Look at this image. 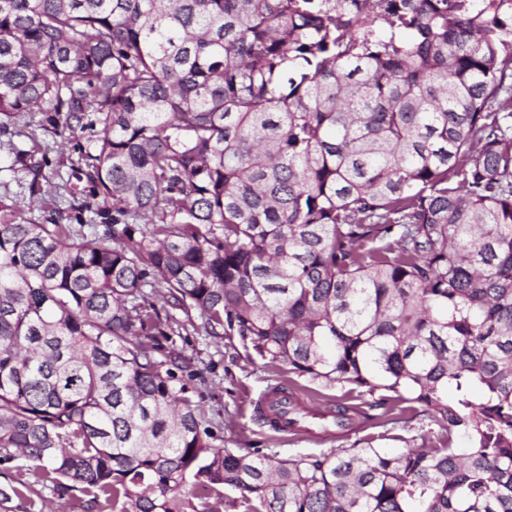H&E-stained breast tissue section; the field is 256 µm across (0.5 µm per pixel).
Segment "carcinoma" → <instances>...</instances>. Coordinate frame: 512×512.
Here are the masks:
<instances>
[{
  "label": "carcinoma",
  "mask_w": 512,
  "mask_h": 512,
  "mask_svg": "<svg viewBox=\"0 0 512 512\" xmlns=\"http://www.w3.org/2000/svg\"><path fill=\"white\" fill-rule=\"evenodd\" d=\"M25 112L96 131L95 222L0 220L1 469L84 512H512V0H0V129ZM154 295L393 393L294 425L440 447L215 445Z\"/></svg>",
  "instance_id": "cac0c4a2"
}]
</instances>
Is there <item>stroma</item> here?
Masks as SVG:
<instances>
[{"mask_svg": "<svg viewBox=\"0 0 512 512\" xmlns=\"http://www.w3.org/2000/svg\"><path fill=\"white\" fill-rule=\"evenodd\" d=\"M42 113L17 115L0 131V217L37 224L68 216L72 204L86 194L84 184L71 179L72 168L82 163L77 145L62 146L61 138L44 130ZM51 184L56 203L44 207L30 195L32 180ZM198 317L176 313L173 342L193 375V397L207 427L225 447L280 458L320 455L333 448H434L440 426L426 417L389 425H360L340 434L318 432L311 438H284L253 411L252 403L269 387H293L308 399L324 405L339 402L367 407L373 398L349 391L347 386L300 377L287 365L261 359L239 337L208 336L199 332ZM0 512H81L78 502H66L41 484H33L27 499L0 505Z\"/></svg>", "mask_w": 512, "mask_h": 512, "instance_id": "obj_1", "label": "stroma"}]
</instances>
